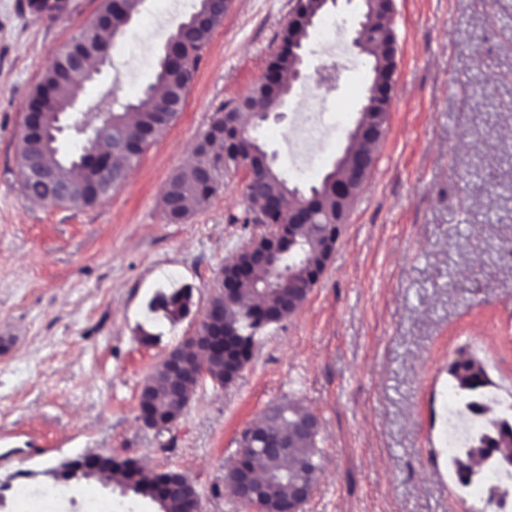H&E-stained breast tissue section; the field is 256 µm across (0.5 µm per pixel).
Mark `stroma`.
I'll list each match as a JSON object with an SVG mask.
<instances>
[{
  "label": "stroma",
  "instance_id": "obj_1",
  "mask_svg": "<svg viewBox=\"0 0 512 512\" xmlns=\"http://www.w3.org/2000/svg\"><path fill=\"white\" fill-rule=\"evenodd\" d=\"M18 2L0 0V512H159L95 476L56 484L52 469L87 455L179 472L203 512H248L225 475L243 431L286 401L320 425L302 512H497L459 489L438 434L464 350L499 389L496 414L512 410V0H394L389 122L325 270L297 313L259 329L236 381L200 382L161 435L137 418L142 384L196 335L224 265L271 231L243 223V171L180 224L162 189L214 113L261 79L296 0H229L178 117L92 207L31 204L17 150L32 90L101 0H69L54 20ZM198 6L145 0L81 104L136 98ZM357 10L316 22L304 80L250 131L301 189L331 170L366 102V56L329 60L323 40L329 22L349 40ZM311 109L323 133L303 171L295 131ZM174 288L191 294L175 321L150 308ZM55 486L63 499H40Z\"/></svg>",
  "mask_w": 512,
  "mask_h": 512
}]
</instances>
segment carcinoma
<instances>
[{
    "label": "carcinoma",
    "mask_w": 512,
    "mask_h": 512,
    "mask_svg": "<svg viewBox=\"0 0 512 512\" xmlns=\"http://www.w3.org/2000/svg\"><path fill=\"white\" fill-rule=\"evenodd\" d=\"M113 2L102 0L99 15L112 18L111 36L115 37L123 33L128 20L139 12L144 0H121L118 8ZM318 6V0H306L297 18L289 22L283 37L285 47L270 63L264 79L244 97L224 104L214 113L195 150L194 163L170 175L162 192L163 209L169 222L179 224L185 221L189 214L188 202L204 206L220 186L224 174L248 164L262 169L258 178L259 194L285 202L294 196L296 190L273 167L264 164L265 151L249 136L242 115L251 118L255 112H272L288 93V85L282 81V76L295 67L296 57L287 44L302 40L305 36L304 15L315 11ZM203 11L210 15L209 21L193 29L191 38L179 37L183 23L173 27L167 42L174 43V54L159 61L154 83L141 92L136 102H122L112 91L106 92L107 106L102 111L109 117L98 119L94 135L89 139L91 147L83 159L76 155H59L56 141L64 114L92 79V72L88 67L69 64L67 49L55 58L45 70L34 96V101L41 103L39 125L42 136H24L18 146V175L27 197L42 200L48 195L49 185L40 179L41 171L51 173L54 185L60 187V194L52 200L54 205L93 206L107 199L112 190L122 184L124 168L131 167L133 160L142 153L143 146L161 135L177 117L179 103L194 79L201 53L208 45L212 31L224 20V12L214 10L210 0H199L197 12ZM369 31L364 52L370 58L371 70L385 79L390 74V66L383 63L379 50L383 44L393 40V32L376 25L369 26ZM112 134L125 145L127 152L122 156L124 165L112 167V171L103 176L101 172L105 167L96 151L107 144ZM342 177L339 170L312 186L315 200L310 223L295 224L290 230L297 246L284 256L285 267L299 268L300 279L310 288L323 268L322 256L335 245L339 236L336 192ZM281 292L283 289L276 287L275 271L250 267L247 275L237 282L234 297L226 304L224 281H219L212 300L224 306L225 317L236 325L241 336L229 359L216 356L211 359L209 372L216 383L224 384L225 374L234 368V361L239 357L249 359L259 328V324L252 320L253 307L243 303L242 298L255 294L265 298L270 305L278 302ZM188 302L189 293L182 288L169 295H160L154 309H162L169 319L177 320L188 312ZM449 373L454 379L455 390L471 396L476 388L489 384L483 364L476 358L452 364ZM188 380L186 373L172 378L166 362H160L145 380V383L154 385V392L148 398L139 397L138 406L164 420L177 419L187 406L189 397L176 398L170 394V388L182 389ZM308 416L310 412L293 403L282 404L273 414L266 416V429L278 434L287 433L288 457L265 461L263 481L269 493L250 504L254 512H267L275 506L288 495L289 485L302 475L316 479L319 465L315 460V442L295 435L299 420ZM502 427L493 444L499 448V454L512 456V424L505 418ZM241 446L251 449L243 455L246 463L252 464L261 459L257 451L261 447L258 438H248L245 431ZM108 470L112 471L123 492L151 498L158 503L160 512H188L189 495L194 492V486L187 484L185 476L175 471L159 473L147 481L140 477L138 467L130 460L117 461L111 457L90 455L62 465L53 472V477L68 482L77 472L84 478H90Z\"/></svg>",
    "instance_id": "1"
}]
</instances>
